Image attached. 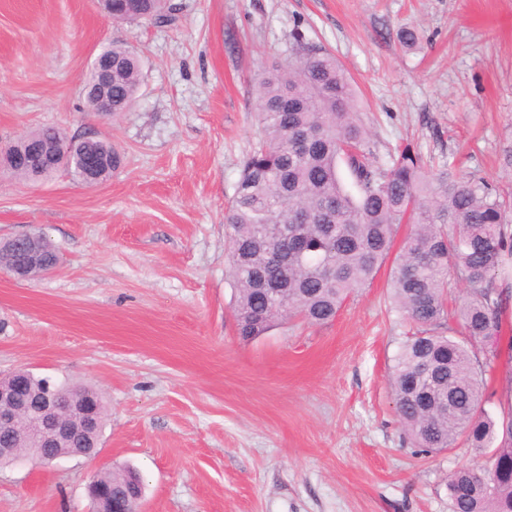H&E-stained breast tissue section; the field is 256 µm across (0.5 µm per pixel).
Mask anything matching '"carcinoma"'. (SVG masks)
I'll return each mask as SVG.
<instances>
[{"mask_svg": "<svg viewBox=\"0 0 512 512\" xmlns=\"http://www.w3.org/2000/svg\"><path fill=\"white\" fill-rule=\"evenodd\" d=\"M116 22L171 20L167 0H106ZM112 58V111L133 105L142 82L139 58L126 44L102 47ZM98 75L87 74L84 96L97 111ZM261 136L246 158L224 213L227 275L234 288L240 336H261L278 322L334 319L356 290L373 280L390 255L399 228L410 225L391 272L398 314L416 327L393 358L391 393L396 416L414 447L440 453L458 441L485 454L481 465L448 475L452 512H512V406L485 410L487 374L500 358L496 336L512 303V205L484 181L444 166L429 174L405 147L377 161L369 133L353 112L354 90L336 58L316 47L255 84ZM54 140L65 153L47 167L35 147ZM110 160L106 137L74 142L55 128L31 131L0 153V167L22 181L58 172L83 181L80 154ZM345 166L356 193L343 182ZM19 241L0 255L8 267L23 258ZM468 286L449 306L452 283ZM93 395L107 420L102 394L69 385L60 409L68 412ZM32 435L20 423L0 427V443L17 455L31 452ZM140 482L133 470L93 475L90 485L124 496Z\"/></svg>", "mask_w": 512, "mask_h": 512, "instance_id": "obj_1", "label": "carcinoma"}]
</instances>
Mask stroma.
<instances>
[{"instance_id": "stroma-1", "label": "stroma", "mask_w": 512, "mask_h": 512, "mask_svg": "<svg viewBox=\"0 0 512 512\" xmlns=\"http://www.w3.org/2000/svg\"><path fill=\"white\" fill-rule=\"evenodd\" d=\"M174 23L118 24L96 0H0V149L46 126L109 138L110 177L0 170V241L43 229L48 276L0 270V376L94 386L96 459L0 466V512H88L94 473L131 466L141 512H450L448 475L481 454H420L392 358L412 326L389 266L324 325L235 328L224 211L260 135L254 82L332 53L380 162L407 146L512 193V0H171ZM419 44L403 48L402 28ZM141 59L133 106L103 118L84 83L102 45Z\"/></svg>"}]
</instances>
